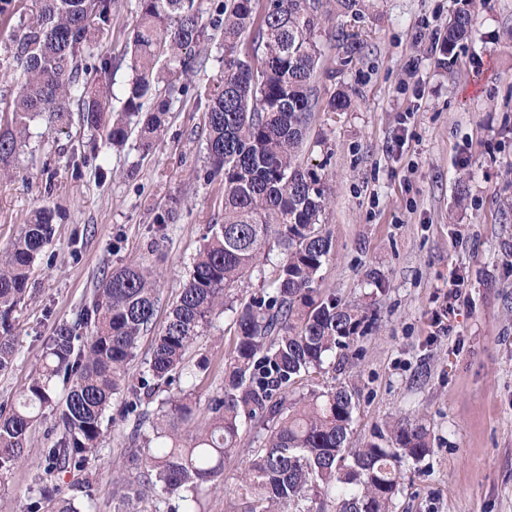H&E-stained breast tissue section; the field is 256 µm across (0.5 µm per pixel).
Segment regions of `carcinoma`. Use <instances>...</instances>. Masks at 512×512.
I'll return each mask as SVG.
<instances>
[{"mask_svg": "<svg viewBox=\"0 0 512 512\" xmlns=\"http://www.w3.org/2000/svg\"><path fill=\"white\" fill-rule=\"evenodd\" d=\"M363 2L222 0L206 19L195 0H137L121 57L131 78L116 117L114 62L95 48L112 31L118 0H32L27 12L16 0H0L1 18L18 17L9 35L10 81L0 86L3 164L26 146L32 124L62 129L73 111L98 134L93 148H122L135 127L140 149L149 152L170 117L168 104L156 100L159 83L173 90L181 78L206 70L210 56L199 47L216 31L224 63L205 108L204 174L224 186L223 222L208 225L138 384L129 383V366L152 329L159 288L155 270L143 263L114 268L75 321L56 325L29 381L10 409L0 410V478L28 462L36 425L55 414L28 512H84L80 478L99 457L103 419L120 394L122 414L133 421L132 472L118 488L121 512H178L173 498L200 503L202 485L224 475L251 431L260 448L228 491L242 512H286L311 494L320 497V512H393L402 462L417 463L431 451L424 419L401 418L366 447L351 448V391L314 386L288 399L323 372L330 354L348 350L367 321L362 305H340L316 288L332 240L323 224L325 181L302 160L318 106L322 42L336 41L349 55L364 48L354 34L327 30L322 20L333 7L358 16ZM470 23L466 11L454 15L447 49ZM180 209L181 200L170 199L155 222L175 221ZM52 238L53 214L39 208L0 250V373L15 360L12 316L31 298L34 264ZM274 250V278L236 305L235 288ZM228 311L234 350L224 363V385L202 409L186 385L208 364L191 368L189 353ZM90 324L91 334L83 335ZM161 387L176 393L153 420L150 405Z\"/></svg>", "mask_w": 512, "mask_h": 512, "instance_id": "obj_1", "label": "carcinoma"}]
</instances>
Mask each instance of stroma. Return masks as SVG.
Masks as SVG:
<instances>
[{"mask_svg":"<svg viewBox=\"0 0 512 512\" xmlns=\"http://www.w3.org/2000/svg\"><path fill=\"white\" fill-rule=\"evenodd\" d=\"M101 54L120 58L136 0H120ZM468 9V37L445 51L448 23ZM358 34L365 49L347 58L323 46L318 110L304 161L323 166L324 222L334 255L319 286L340 303L358 302L368 327L345 362L317 377L353 391V447L401 418H424L433 448L406 462L394 512H512V0H366L361 17L329 15ZM188 93L171 104L162 146L125 148L72 165L73 147L91 133L79 119L68 131L36 125L24 152L0 178V248L30 212L54 211L51 244L37 259L32 298L14 315L19 356L0 374V406L13 403L57 323L74 321L98 280L113 267L144 262L159 277L155 328H162L210 224L221 222L220 181H207L205 106L224 67L218 42ZM347 109L333 112V98ZM467 195L457 206L458 192ZM182 208L158 229L170 198ZM384 281L375 288L369 279ZM464 283L465 305L433 324L435 298L450 279ZM229 315L215 319L191 353L205 360L194 397L206 403L224 382L232 352ZM114 399L102 425L101 467L89 487L91 512H114L112 477L128 468L130 421ZM44 425L27 465L0 483V512H27Z\"/></svg>","mask_w":512,"mask_h":512,"instance_id":"stroma-1","label":"stroma"}]
</instances>
